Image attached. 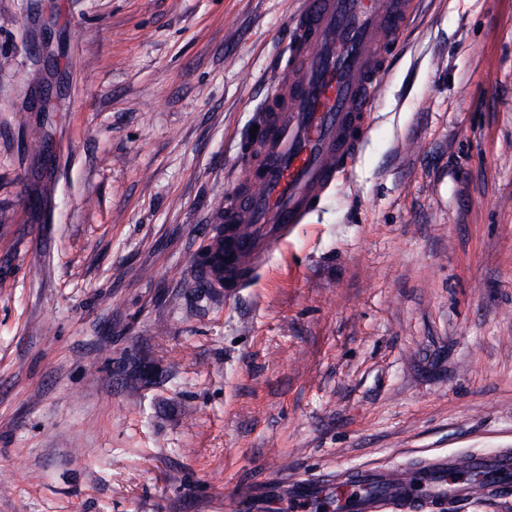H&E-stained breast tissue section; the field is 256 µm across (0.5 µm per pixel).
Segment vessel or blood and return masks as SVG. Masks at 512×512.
I'll return each mask as SVG.
<instances>
[{
	"label": "vessel or blood",
	"instance_id": "1",
	"mask_svg": "<svg viewBox=\"0 0 512 512\" xmlns=\"http://www.w3.org/2000/svg\"><path fill=\"white\" fill-rule=\"evenodd\" d=\"M411 0H297L293 41L279 82L257 112L264 129L240 161L241 178L219 207L222 235L197 271L232 293L250 287L267 259L307 223L360 153L373 105L389 78L386 46L398 38ZM490 475L479 484L473 474ZM335 492L338 512H434L475 493H512V451L433 455L417 473L363 467L333 482L292 479L289 512H310Z\"/></svg>",
	"mask_w": 512,
	"mask_h": 512
}]
</instances>
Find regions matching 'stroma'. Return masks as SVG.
Here are the masks:
<instances>
[{
    "instance_id": "stroma-1",
    "label": "stroma",
    "mask_w": 512,
    "mask_h": 512,
    "mask_svg": "<svg viewBox=\"0 0 512 512\" xmlns=\"http://www.w3.org/2000/svg\"><path fill=\"white\" fill-rule=\"evenodd\" d=\"M294 8L0 0V512H270L512 448V0H418L310 222L197 285Z\"/></svg>"
}]
</instances>
